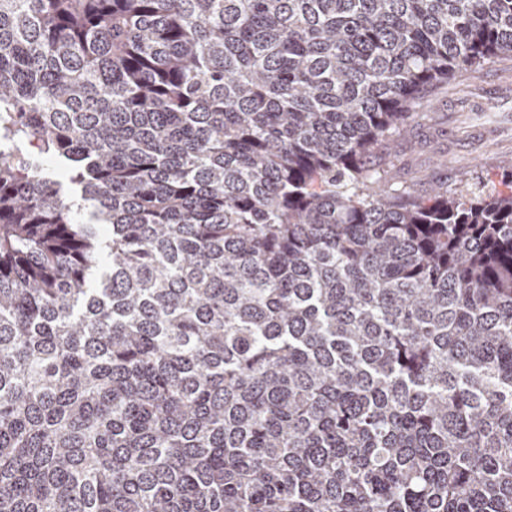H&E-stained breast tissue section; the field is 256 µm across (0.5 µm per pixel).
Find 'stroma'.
<instances>
[{"mask_svg": "<svg viewBox=\"0 0 512 512\" xmlns=\"http://www.w3.org/2000/svg\"><path fill=\"white\" fill-rule=\"evenodd\" d=\"M369 165L388 172L390 189L427 195L433 185L479 196L512 180V58L459 74L417 104L392 150L377 148Z\"/></svg>", "mask_w": 512, "mask_h": 512, "instance_id": "obj_1", "label": "stroma"}]
</instances>
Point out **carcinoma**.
I'll use <instances>...</instances> for the list:
<instances>
[{"label":"carcinoma","mask_w":512,"mask_h":512,"mask_svg":"<svg viewBox=\"0 0 512 512\" xmlns=\"http://www.w3.org/2000/svg\"><path fill=\"white\" fill-rule=\"evenodd\" d=\"M506 55L512 0H0V512H512V193L366 163Z\"/></svg>","instance_id":"carcinoma-1"}]
</instances>
